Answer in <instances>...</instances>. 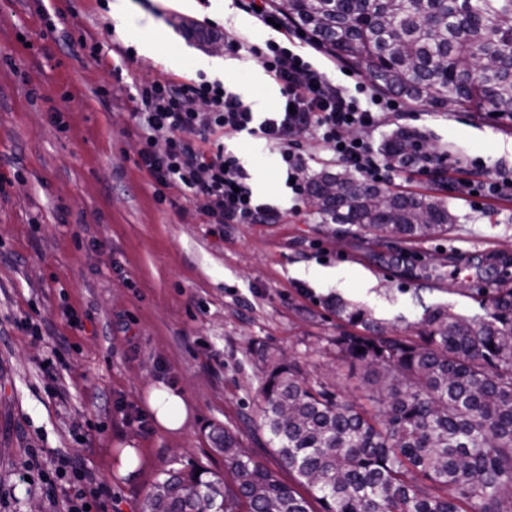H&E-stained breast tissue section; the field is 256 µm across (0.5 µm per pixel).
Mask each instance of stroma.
Listing matches in <instances>:
<instances>
[{
    "instance_id": "stroma-1",
    "label": "stroma",
    "mask_w": 512,
    "mask_h": 512,
    "mask_svg": "<svg viewBox=\"0 0 512 512\" xmlns=\"http://www.w3.org/2000/svg\"><path fill=\"white\" fill-rule=\"evenodd\" d=\"M56 8L47 33L39 10ZM219 0H129L113 20L96 0H0V512H64L44 473L82 464L112 492L114 512H141L162 469L197 463L223 472L209 439L232 431L279 478L258 428L262 385L254 347L293 357L311 380L365 403L363 369L338 364L336 336L363 334L331 312L340 298L375 330L417 336L424 310L484 316L494 289L512 288V197L462 195L457 178L512 177V123L490 113L433 112L402 103L374 131V154L393 133L422 136L445 159L446 179L393 168L384 188L442 198L456 217L447 233L387 247L348 224H325L285 185L278 152L247 134L225 139L261 199L300 206L284 224H228L223 234L158 204L137 165L130 118L134 84L169 72L195 76L224 57ZM134 48L106 64L79 45L83 32ZM154 51L140 53L143 42ZM216 77L245 100L258 62L248 53ZM121 65L112 80L109 68ZM111 84L112 100L94 95ZM63 112L67 131L52 122ZM343 267L344 287L318 281ZM32 319L41 335L22 326ZM82 329L72 327V320ZM183 393L189 418L177 432L148 420L150 384ZM146 425H139L138 416ZM140 451L133 474L111 460Z\"/></svg>"
}]
</instances>
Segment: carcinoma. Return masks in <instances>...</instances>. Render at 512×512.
Returning a JSON list of instances; mask_svg holds the SVG:
<instances>
[{
    "instance_id": "1",
    "label": "carcinoma",
    "mask_w": 512,
    "mask_h": 512,
    "mask_svg": "<svg viewBox=\"0 0 512 512\" xmlns=\"http://www.w3.org/2000/svg\"><path fill=\"white\" fill-rule=\"evenodd\" d=\"M337 60L375 87L434 111L512 119V0H272ZM396 168L432 157L417 134L383 145ZM325 224H353L380 241L426 238L455 221L444 201L392 193L350 169L308 181ZM336 316L367 325L338 299ZM479 320L425 310L420 342L336 337V355L376 385L373 410L311 383L299 364L259 346L261 430L301 494L213 432L229 483L196 468L161 471L142 512H512V289L497 290Z\"/></svg>"
}]
</instances>
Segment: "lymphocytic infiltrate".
Returning a JSON list of instances; mask_svg holds the SVG:
<instances>
[{"label": "lymphocytic infiltrate", "instance_id": "1", "mask_svg": "<svg viewBox=\"0 0 512 512\" xmlns=\"http://www.w3.org/2000/svg\"><path fill=\"white\" fill-rule=\"evenodd\" d=\"M244 9L259 21L274 20L275 35L260 47L228 32L224 50H244L258 60L281 89L277 109L260 118L221 80L165 73L136 84L131 114L140 143L137 163L154 187L156 201L166 202L167 190L178 189L185 213L219 232L228 224H277L287 216L277 206L258 201L238 157L225 151V138L245 133L277 150L292 192L302 198L307 163L299 151L301 142H323L338 162L373 180L380 166L365 136L400 109L396 100L381 99L367 86L361 97L349 95L307 55L291 50L301 33L282 13L256 8L253 0ZM94 482L91 471L76 465L65 483L51 478L47 484L50 491H61L66 512H87Z\"/></svg>", "mask_w": 512, "mask_h": 512}]
</instances>
